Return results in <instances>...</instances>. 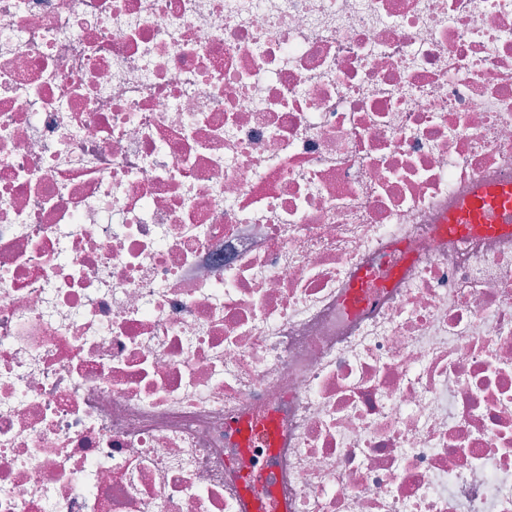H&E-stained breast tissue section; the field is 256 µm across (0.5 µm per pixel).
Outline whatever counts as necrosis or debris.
<instances>
[{
  "label": "necrosis or debris",
  "mask_w": 512,
  "mask_h": 512,
  "mask_svg": "<svg viewBox=\"0 0 512 512\" xmlns=\"http://www.w3.org/2000/svg\"><path fill=\"white\" fill-rule=\"evenodd\" d=\"M505 178L512 0H0V512H512ZM448 237L512 230V179L477 185L444 221Z\"/></svg>",
  "instance_id": "1"
}]
</instances>
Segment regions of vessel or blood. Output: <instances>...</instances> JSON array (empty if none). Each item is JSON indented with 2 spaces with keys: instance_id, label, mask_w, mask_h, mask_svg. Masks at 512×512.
I'll return each mask as SVG.
<instances>
[{
  "instance_id": "1",
  "label": "vessel or blood",
  "mask_w": 512,
  "mask_h": 512,
  "mask_svg": "<svg viewBox=\"0 0 512 512\" xmlns=\"http://www.w3.org/2000/svg\"><path fill=\"white\" fill-rule=\"evenodd\" d=\"M449 236L512 230V179L476 186L445 221Z\"/></svg>"
}]
</instances>
